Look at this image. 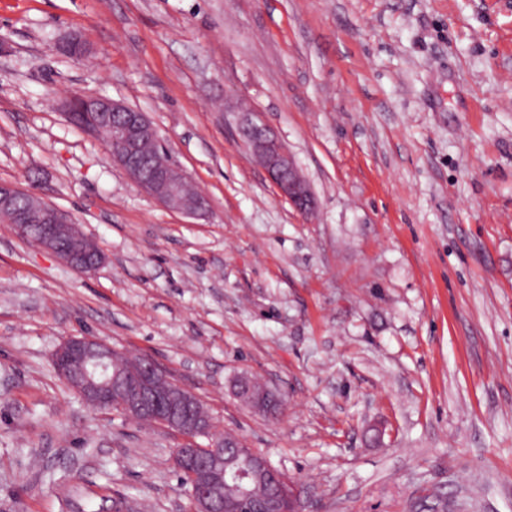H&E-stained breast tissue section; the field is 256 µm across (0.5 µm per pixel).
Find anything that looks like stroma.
Segmentation results:
<instances>
[{
    "mask_svg": "<svg viewBox=\"0 0 512 512\" xmlns=\"http://www.w3.org/2000/svg\"><path fill=\"white\" fill-rule=\"evenodd\" d=\"M75 93L145 112L211 211L131 181ZM0 181L105 255L81 273L0 223V512L190 510L169 430L58 379L70 336L153 358L310 512H512V0H0ZM242 114V133L245 142L261 161L278 194L300 214H309L314 208L313 196L293 156L257 118L255 112Z\"/></svg>",
    "mask_w": 512,
    "mask_h": 512,
    "instance_id": "1",
    "label": "stroma"
}]
</instances>
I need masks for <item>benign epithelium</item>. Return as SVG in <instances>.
<instances>
[{
    "label": "benign epithelium",
    "mask_w": 512,
    "mask_h": 512,
    "mask_svg": "<svg viewBox=\"0 0 512 512\" xmlns=\"http://www.w3.org/2000/svg\"><path fill=\"white\" fill-rule=\"evenodd\" d=\"M64 108L89 113L90 133L104 141L112 162L158 202L188 216H203L210 210L208 197L185 191L186 177L177 167L166 163L152 172L145 170L141 146L157 141L156 130L145 113L113 99L78 95L68 98ZM242 133L278 194L300 214H309L314 208L310 187L284 145L254 112L243 113ZM22 193L17 185L0 181V216L17 230L29 229L30 244L81 272L92 271L105 261L96 242L67 214L30 192L29 204L21 207L18 200ZM54 362L70 387L91 405L109 409L116 406L131 418L162 425L184 441L175 449L173 464L192 478L191 512H280L275 496L260 497L258 504H253L251 485L246 482L235 495L224 496V438L204 448L194 444L201 434L213 432V419L201 420L192 391L172 381L167 371L151 359L141 358L134 369L116 364L111 345L83 336L64 339ZM249 458L247 478L267 482L274 467L253 450Z\"/></svg>",
    "instance_id": "1"
}]
</instances>
